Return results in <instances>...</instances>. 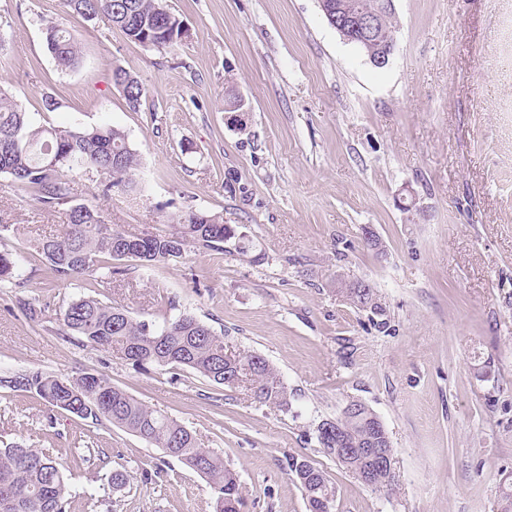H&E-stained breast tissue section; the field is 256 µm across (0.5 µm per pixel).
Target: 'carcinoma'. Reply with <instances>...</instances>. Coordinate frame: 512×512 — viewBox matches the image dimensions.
Instances as JSON below:
<instances>
[{"instance_id": "1", "label": "carcinoma", "mask_w": 512, "mask_h": 512, "mask_svg": "<svg viewBox=\"0 0 512 512\" xmlns=\"http://www.w3.org/2000/svg\"><path fill=\"white\" fill-rule=\"evenodd\" d=\"M66 11L92 21L103 14L128 38L144 44L159 32H169L170 11L166 0H62ZM397 19L392 8L384 10L373 38L359 47L368 58H377L396 46ZM49 53L64 70L80 63L81 49L70 32L50 24L46 31ZM112 82L121 89L132 108L140 105L144 89L127 70L117 67ZM141 159L125 132L109 124L91 128L45 126L37 123L17 100L0 89V174H7L17 192L32 197L48 209L69 203L65 173L74 170L103 173L105 192L116 188L128 194L140 184ZM223 218L187 210L170 219L164 234L146 232L130 236L104 224L101 209L77 204L67 209V222L56 234L28 242V254L38 256L53 275L90 276L103 268L107 274L120 269L107 261L135 260L147 265L165 264L189 247L224 252L234 241L238 254L254 264L265 261L244 237L230 233ZM18 277V260L0 251V281ZM351 305L384 316L376 289L368 282L342 284ZM64 333L94 348L115 350L139 367H184L218 386H230L228 378L244 373L252 397L260 404L288 409V388L276 370L260 355L240 351L224 360V334L191 314H181L154 327L133 317L123 306L93 296L72 300L63 316ZM0 389L35 394L50 406L74 414L92 424L106 420L148 443L167 456L188 465L207 478L214 496L215 512H244L238 475L224 459L198 441L196 434L178 420L149 408L105 377L83 372L72 376L39 370L0 374ZM367 406L337 418V431L317 436L325 456L359 476L372 475L369 488L392 491L396 476L378 469L376 448L394 459L386 430ZM288 471L299 485L308 512H332L335 490L326 472L306 457H290ZM68 489L63 465L38 448L23 445L0 447V512H66Z\"/></svg>"}]
</instances>
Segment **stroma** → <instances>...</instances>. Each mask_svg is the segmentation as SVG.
Wrapping results in <instances>:
<instances>
[{
    "instance_id": "1",
    "label": "stroma",
    "mask_w": 512,
    "mask_h": 512,
    "mask_svg": "<svg viewBox=\"0 0 512 512\" xmlns=\"http://www.w3.org/2000/svg\"><path fill=\"white\" fill-rule=\"evenodd\" d=\"M166 3L187 34L148 50L62 0H0V86L38 123L125 131L143 161L138 196L67 176L73 202L99 205L108 227L162 233L172 214L200 210L266 259L251 263L230 242L221 254L191 248L152 269L123 262L106 288L25 262L23 288L0 283V374L104 375L221 455L245 512H307L291 456L326 471L333 512H499L512 474V0H394L383 68L318 0ZM52 23L80 45L77 68L58 70ZM118 66L143 85L140 107L113 85ZM232 93L241 110H229ZM46 96L59 109L43 111ZM64 222L0 174V247L20 251ZM357 280L376 288L385 326L338 293ZM20 294L42 308L40 323L18 309ZM84 295L156 326L184 312L208 322L228 350L269 361L289 408L64 336V311ZM352 400L373 409L396 450L392 492L319 448L318 423ZM9 443L63 464L69 512H213L207 480L163 449L0 390ZM117 470L128 480L116 489Z\"/></svg>"
}]
</instances>
